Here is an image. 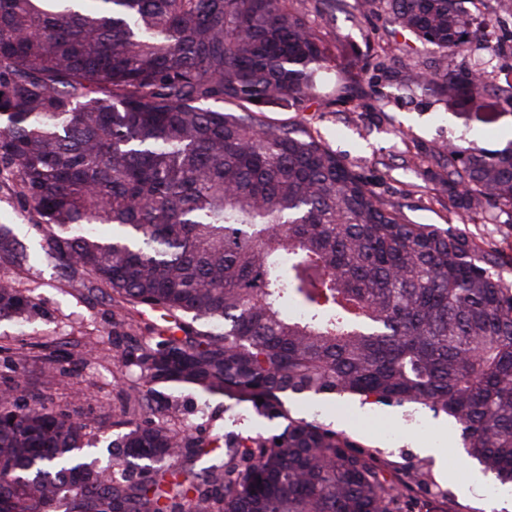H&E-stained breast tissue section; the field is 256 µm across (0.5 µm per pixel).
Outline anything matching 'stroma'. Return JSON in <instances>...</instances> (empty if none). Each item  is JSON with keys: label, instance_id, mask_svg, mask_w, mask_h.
Wrapping results in <instances>:
<instances>
[{"label": "stroma", "instance_id": "obj_1", "mask_svg": "<svg viewBox=\"0 0 512 512\" xmlns=\"http://www.w3.org/2000/svg\"><path fill=\"white\" fill-rule=\"evenodd\" d=\"M297 11L311 16L335 56V67L324 74L320 93L332 99L330 108L297 112L270 109L274 122L300 123L321 137L367 181L378 199L396 205L413 224L463 228L481 254L494 256L496 270L512 286V226L462 221L449 210L448 196L436 173L433 151L449 129L465 120L425 95L415 83L428 71L435 55L414 36L401 32L381 9L360 12L355 0H336L315 14L312 0H294ZM474 18L484 20L490 42L512 30V0H474ZM410 52L398 53L394 43ZM370 55L374 68L358 79L344 81L338 73L347 60ZM37 217L0 188V224L15 225L25 245L37 246L42 234ZM18 288L38 298L42 315L19 328L0 321V346L24 348L28 360L17 371L0 364V390L22 382L50 407L69 412L86 426L88 453L109 468L106 445L128 406L136 377L116 372L115 358L132 341L109 335L112 303L98 290L83 286L70 271L43 262L38 270L14 272ZM65 369L55 384L42 385L40 370L48 355ZM162 414L190 424L193 432H279L278 419L259 415L252 407H226L222 397L202 402L189 390L162 389L157 398ZM292 416L317 419L350 437L361 452L404 482H416V496L434 497L438 512H512L504 507V488L494 475L482 473L462 448L460 429L447 415L413 404H383L376 398L290 395ZM443 442L448 456L435 460L422 451L428 442Z\"/></svg>", "mask_w": 512, "mask_h": 512}]
</instances>
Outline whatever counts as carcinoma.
Listing matches in <instances>:
<instances>
[{
  "label": "carcinoma",
  "mask_w": 512,
  "mask_h": 512,
  "mask_svg": "<svg viewBox=\"0 0 512 512\" xmlns=\"http://www.w3.org/2000/svg\"><path fill=\"white\" fill-rule=\"evenodd\" d=\"M377 1L433 47L420 84L446 109L512 108V84L448 70L491 50L473 0H358ZM333 62L292 0H0V186L39 217L42 252L109 297L113 335L159 318L119 357L141 384L108 447L137 476L104 479L83 424L14 386L0 512H436L345 434L288 416L291 394L443 412L512 482V288L466 233L406 223L320 138L266 119L333 105L318 92ZM434 157L461 217L512 224V142ZM39 258L0 224L1 267ZM38 311L0 276V320ZM158 386L285 424L178 431L150 405Z\"/></svg>",
  "instance_id": "1"
}]
</instances>
